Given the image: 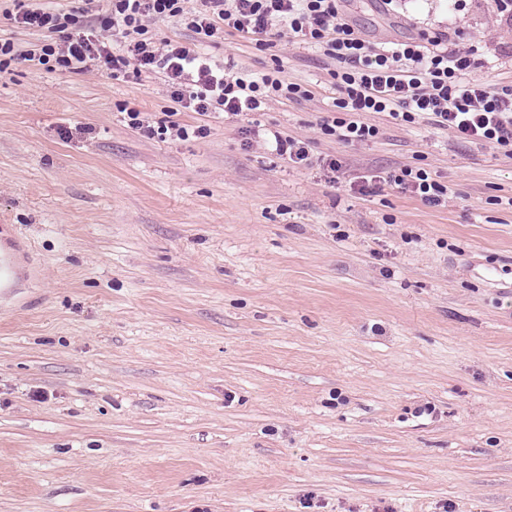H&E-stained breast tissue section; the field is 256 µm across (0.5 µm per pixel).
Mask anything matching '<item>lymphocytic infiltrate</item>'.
I'll return each instance as SVG.
<instances>
[{"label":"lymphocytic infiltrate","mask_w":512,"mask_h":512,"mask_svg":"<svg viewBox=\"0 0 512 512\" xmlns=\"http://www.w3.org/2000/svg\"><path fill=\"white\" fill-rule=\"evenodd\" d=\"M110 14L89 23L85 9L50 7L47 0H17L13 20L28 30L45 31L49 40L24 49L0 39V75L25 61L48 71L84 73L102 70L134 77L160 74L179 108L206 117L221 112L243 117L265 111L274 101L309 97L301 84L288 81L280 64L255 74L226 72L201 47L223 35L266 46L273 28L290 42L318 49L335 64L331 86L334 110L319 125L322 135L345 143L377 139L378 127L364 122L379 112L400 126L426 122L456 140L488 146L512 156V83L489 86L471 79L473 49L449 47L444 34L400 42L365 38L340 9V0H111ZM172 20L194 35L188 45L156 38L151 23ZM246 140L271 146L288 163H313L308 141L284 131L252 125ZM390 182L429 206L442 205L450 188L421 166L404 165Z\"/></svg>","instance_id":"lymphocytic-infiltrate-1"}]
</instances>
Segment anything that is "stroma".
<instances>
[{
	"label": "stroma",
	"mask_w": 512,
	"mask_h": 512,
	"mask_svg": "<svg viewBox=\"0 0 512 512\" xmlns=\"http://www.w3.org/2000/svg\"><path fill=\"white\" fill-rule=\"evenodd\" d=\"M343 0L367 38L444 32L473 78L512 81L493 0ZM279 55L309 98L257 122L336 174L247 146L242 124L159 140L162 76L0 77V225L34 278L0 302V512H512V157L383 113L347 144L305 44ZM421 165L428 206L387 177ZM379 190L359 193L361 178ZM128 123L134 128H145L149 136L157 137L164 141L167 137L185 138L189 136L188 128L174 120L161 121L157 128L153 126H144V120L141 119V112L131 110L127 113Z\"/></svg>",
	"instance_id": "1"
}]
</instances>
